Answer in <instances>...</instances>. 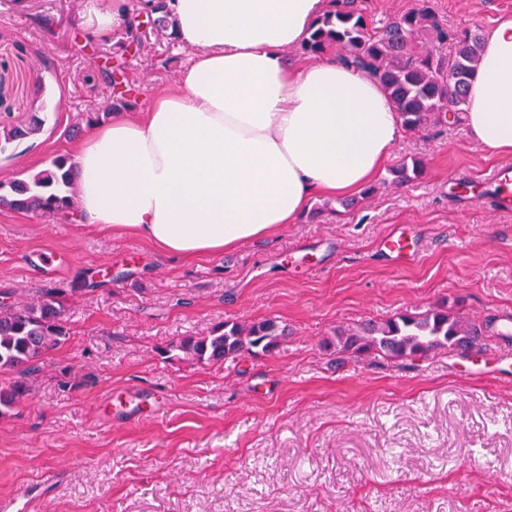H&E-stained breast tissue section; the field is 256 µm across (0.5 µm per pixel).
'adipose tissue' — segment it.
Segmentation results:
<instances>
[{
    "label": "adipose tissue",
    "instance_id": "1",
    "mask_svg": "<svg viewBox=\"0 0 512 512\" xmlns=\"http://www.w3.org/2000/svg\"><path fill=\"white\" fill-rule=\"evenodd\" d=\"M167 5L192 62L142 111L113 113L74 145L84 223L187 260L274 236L315 196L357 192L383 170L404 126L379 80L335 56H284L328 0ZM464 123L476 146L512 155V16L483 42Z\"/></svg>",
    "mask_w": 512,
    "mask_h": 512
}]
</instances>
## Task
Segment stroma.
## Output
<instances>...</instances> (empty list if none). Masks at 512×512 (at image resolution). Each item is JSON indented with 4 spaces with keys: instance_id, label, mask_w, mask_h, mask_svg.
<instances>
[{
    "instance_id": "35a3bbf8",
    "label": "stroma",
    "mask_w": 512,
    "mask_h": 512,
    "mask_svg": "<svg viewBox=\"0 0 512 512\" xmlns=\"http://www.w3.org/2000/svg\"><path fill=\"white\" fill-rule=\"evenodd\" d=\"M100 0H0V127L39 132L0 151V181L68 156L85 112L147 105L192 52L150 26L86 40ZM449 29L487 34L512 0H429ZM419 159V180L390 166ZM500 159L463 120L406 132L341 211L319 196L274 238L171 262L145 239L0 207V303L67 290L70 339L0 417V499L56 474L32 512H512V380L469 375L438 352L336 365V328L447 303L482 319L512 309V216L448 194ZM415 235L393 261L385 240ZM93 288H82L85 277ZM273 317L289 336L262 359L162 358L172 340L219 322ZM163 402L154 412L155 402Z\"/></svg>"
}]
</instances>
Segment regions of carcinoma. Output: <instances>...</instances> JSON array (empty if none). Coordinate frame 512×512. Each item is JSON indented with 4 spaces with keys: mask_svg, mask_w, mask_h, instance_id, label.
I'll list each match as a JSON object with an SVG mask.
<instances>
[{
    "mask_svg": "<svg viewBox=\"0 0 512 512\" xmlns=\"http://www.w3.org/2000/svg\"><path fill=\"white\" fill-rule=\"evenodd\" d=\"M353 4L354 0H331V8L301 45L303 53L317 58L334 49L345 61L372 73L410 131L422 132L464 110L466 89L480 60L481 34L445 29L425 6L372 30ZM143 14L156 17L162 25L168 23L167 0H151L150 7L127 14L128 33L136 41L142 34ZM448 44L449 52L444 50ZM37 131L36 126L5 129L0 140L9 144ZM422 172V162L416 159L392 169L397 184L413 181ZM74 190L72 168L66 167V159L56 158L28 180L0 182V206L51 214L74 207ZM496 320L494 315L474 321L441 303L382 322L365 320L351 329H336L322 340V348L338 363L347 357L374 355L404 364L441 351L478 356L486 348V336L496 334ZM287 337L288 329L273 318L248 324L224 322L205 334L170 342L163 353L197 363L259 358L275 352ZM68 338L65 305L54 292L37 305L0 310V375L9 377L8 384L0 387V416L27 398L28 377L40 371L43 360Z\"/></svg>",
    "mask_w": 512,
    "mask_h": 512,
    "instance_id": "cac0c4a2",
    "label": "carcinoma"
}]
</instances>
